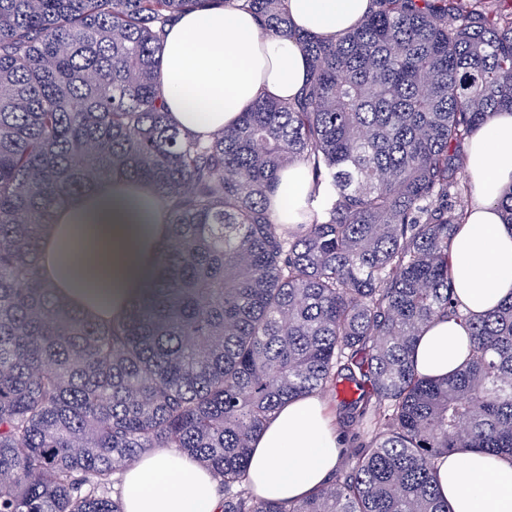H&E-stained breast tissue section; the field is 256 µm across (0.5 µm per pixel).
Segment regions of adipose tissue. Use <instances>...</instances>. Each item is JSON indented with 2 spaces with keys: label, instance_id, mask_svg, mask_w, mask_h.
<instances>
[{
  "label": "adipose tissue",
  "instance_id": "ef3b65f1",
  "mask_svg": "<svg viewBox=\"0 0 512 512\" xmlns=\"http://www.w3.org/2000/svg\"><path fill=\"white\" fill-rule=\"evenodd\" d=\"M371 0H288L300 31L340 36L357 27ZM308 78L300 44L264 32L253 13L208 8L183 13L167 29L161 67L165 104L186 133L209 136L234 125L260 97L294 99ZM467 172L471 201L450 245L455 299L481 317L512 296V229L497 201L512 184V113H495L472 135ZM312 186L302 167L288 168L272 197L278 223L291 224ZM169 211L146 183L115 177L54 218L40 270L56 293L102 322L122 319L165 238ZM456 319L425 328L413 354L416 372L442 377L468 352ZM336 423L319 395L282 407L253 444L247 487L257 497L299 501L320 488L340 462ZM440 494L451 512H512V461L453 450L437 461ZM124 512H221L212 474L188 458L158 450L123 474Z\"/></svg>",
  "mask_w": 512,
  "mask_h": 512
}]
</instances>
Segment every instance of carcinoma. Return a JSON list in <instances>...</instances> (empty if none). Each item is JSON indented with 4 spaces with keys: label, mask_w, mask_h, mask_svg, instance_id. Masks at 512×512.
<instances>
[{
    "label": "carcinoma",
    "mask_w": 512,
    "mask_h": 512,
    "mask_svg": "<svg viewBox=\"0 0 512 512\" xmlns=\"http://www.w3.org/2000/svg\"><path fill=\"white\" fill-rule=\"evenodd\" d=\"M372 0L336 38L291 29L286 0H0V512H124L123 472L176 448L223 512H449L435 460L512 459V297L470 319L451 239L471 190L458 151L512 111V0ZM230 3L289 34L309 79L209 138L162 104L166 28ZM300 165L308 209L270 196ZM149 183L169 230L125 316L100 322L39 273L55 213L104 180ZM512 227V184L498 201ZM439 317L469 356L442 377L413 349ZM354 385L365 453L295 503L243 485L275 413Z\"/></svg>",
    "instance_id": "obj_1"
}]
</instances>
